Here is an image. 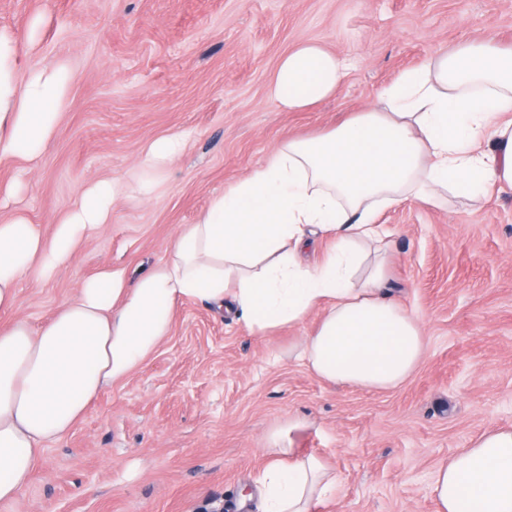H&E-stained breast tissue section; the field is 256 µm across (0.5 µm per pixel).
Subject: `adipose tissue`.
Returning <instances> with one entry per match:
<instances>
[{
  "instance_id": "obj_1",
  "label": "adipose tissue",
  "mask_w": 512,
  "mask_h": 512,
  "mask_svg": "<svg viewBox=\"0 0 512 512\" xmlns=\"http://www.w3.org/2000/svg\"><path fill=\"white\" fill-rule=\"evenodd\" d=\"M346 74L338 55L303 42L281 59L270 91L284 109L304 111L333 96ZM71 83L67 64L27 68L18 38L0 34V165L43 154ZM503 184L512 186V50L491 37L438 51L327 134L278 144L214 195L134 285L107 269L46 323L14 315L0 325V503L17 501L48 445L156 351L186 298L220 310L232 297L235 317L258 336L318 313L315 332L294 350L310 373L365 390L401 386L426 338L419 318L384 292L386 253L364 250L382 239L379 211L409 200L478 203ZM127 190L98 182L47 238L24 216L0 220V312H13L30 268L49 280L71 265ZM319 234L335 246L305 265L299 255ZM285 438L275 434L257 482L263 512H311L335 497L336 478ZM432 494L438 512H512V428L458 449L436 468Z\"/></svg>"
}]
</instances>
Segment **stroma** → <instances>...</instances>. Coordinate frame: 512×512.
Returning a JSON list of instances; mask_svg holds the SVG:
<instances>
[{
    "mask_svg": "<svg viewBox=\"0 0 512 512\" xmlns=\"http://www.w3.org/2000/svg\"><path fill=\"white\" fill-rule=\"evenodd\" d=\"M39 26L27 67L65 62L69 102L38 161L0 168L18 213L51 235L83 188L135 175L153 141L187 137L147 198L112 206L109 224L49 281L20 282L17 313L51 317L80 281L128 279L169 253L211 197L291 137L334 129L433 55L494 37L512 49V0H0V32ZM315 42L345 59L336 94L283 110L269 84L281 58ZM471 207L408 201L377 217L389 244L386 288L424 327V359L400 388L327 384L289 348L319 315L255 336L195 298L169 336L88 410L0 512H222L255 485L275 431L337 477L313 512H436L437 466L488 430L512 426V189Z\"/></svg>",
    "mask_w": 512,
    "mask_h": 512,
    "instance_id": "obj_1",
    "label": "stroma"
}]
</instances>
